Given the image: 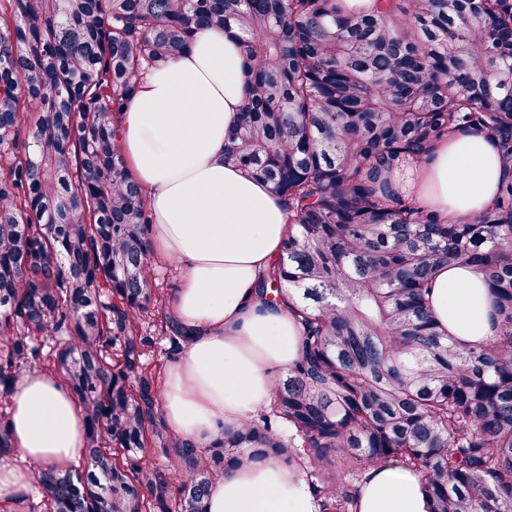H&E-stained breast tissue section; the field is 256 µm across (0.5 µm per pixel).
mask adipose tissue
Segmentation results:
<instances>
[{"instance_id": "adipose-tissue-1", "label": "adipose tissue", "mask_w": 512, "mask_h": 512, "mask_svg": "<svg viewBox=\"0 0 512 512\" xmlns=\"http://www.w3.org/2000/svg\"><path fill=\"white\" fill-rule=\"evenodd\" d=\"M246 56L235 30L203 29L177 59L141 76L116 122L123 155L147 191L152 255L173 262L180 286L174 316L192 331L166 372L167 425L202 449L226 427L270 407L276 376L300 356L286 306L261 301L260 276L282 256L288 210L271 185L225 163L224 144L246 101ZM507 170L492 139L463 132L389 174L391 189L459 222L487 207ZM441 328L478 342L495 333L486 283L467 264L439 268L427 295ZM13 453L0 465V510L24 500L38 469L85 460L86 422L56 377L24 373L10 405ZM357 512H430L418 470L380 464L365 474ZM207 512H317L299 468L271 457L211 485Z\"/></svg>"}]
</instances>
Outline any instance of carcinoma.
I'll list each match as a JSON object with an SVG mask.
<instances>
[{
    "instance_id": "1",
    "label": "carcinoma",
    "mask_w": 512,
    "mask_h": 512,
    "mask_svg": "<svg viewBox=\"0 0 512 512\" xmlns=\"http://www.w3.org/2000/svg\"><path fill=\"white\" fill-rule=\"evenodd\" d=\"M211 26L248 61L224 161L288 207L257 295L291 304L302 350L259 421L202 450L169 436L165 473L144 461L152 212L112 120ZM468 131L509 168L487 209L448 224L393 194L406 157ZM467 263L491 287L485 343L441 332L425 301L438 267ZM45 336L71 338L55 366L83 404L87 472L39 469L43 512H169L173 478L178 512H206L215 477L267 456L302 468L318 512H355L390 460L422 473L432 512H512V0H0L1 391Z\"/></svg>"
}]
</instances>
